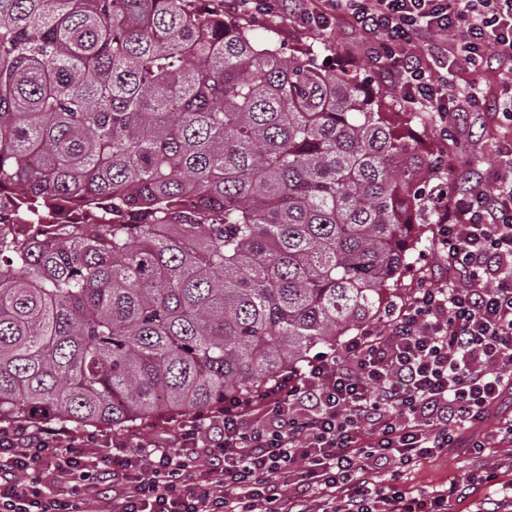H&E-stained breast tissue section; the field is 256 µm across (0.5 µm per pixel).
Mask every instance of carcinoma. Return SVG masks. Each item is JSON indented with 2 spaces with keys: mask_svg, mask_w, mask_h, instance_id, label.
I'll list each match as a JSON object with an SVG mask.
<instances>
[{
  "mask_svg": "<svg viewBox=\"0 0 512 512\" xmlns=\"http://www.w3.org/2000/svg\"><path fill=\"white\" fill-rule=\"evenodd\" d=\"M204 2L0 0V419L221 406L383 317L438 221L453 160L369 80Z\"/></svg>",
  "mask_w": 512,
  "mask_h": 512,
  "instance_id": "1",
  "label": "carcinoma"
}]
</instances>
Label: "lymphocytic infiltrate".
I'll use <instances>...</instances> for the list:
<instances>
[{
	"mask_svg": "<svg viewBox=\"0 0 512 512\" xmlns=\"http://www.w3.org/2000/svg\"><path fill=\"white\" fill-rule=\"evenodd\" d=\"M291 12L314 29L341 21L404 102L462 131L480 93L457 91V71L493 61L512 76V0H291ZM436 210V282L341 350L173 416L171 436L116 440L98 459L94 433L0 425V512H450L464 483L413 492L402 473L512 437V415L481 430L512 396V177L467 174Z\"/></svg>",
	"mask_w": 512,
	"mask_h": 512,
	"instance_id": "1",
	"label": "lymphocytic infiltrate"
}]
</instances>
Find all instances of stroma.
Listing matches in <instances>:
<instances>
[{
    "label": "stroma",
    "mask_w": 512,
    "mask_h": 512,
    "mask_svg": "<svg viewBox=\"0 0 512 512\" xmlns=\"http://www.w3.org/2000/svg\"><path fill=\"white\" fill-rule=\"evenodd\" d=\"M224 14L246 24L257 42L274 41L291 50L310 49L325 57L328 63L368 74L372 86L390 104L392 111L397 112L396 130L414 141L422 152H440L454 158V178H461L470 169L490 174L501 171V152L512 145V123L504 121L499 114L501 85L494 69L464 68L455 77L458 89L465 90L476 84L488 90L479 120L463 138L456 128L442 130L440 125L403 102L397 87L372 72L364 60L361 37L348 33L342 25H332L325 31L310 29L299 25L287 9L258 16L251 9L241 8L238 0H224ZM430 237V225H414L408 266L396 283L397 296H404L422 282L438 277L437 259L428 248ZM486 470L495 471L499 480H512V442H503L482 456L471 454L465 447L453 449L448 455L410 467L404 482L408 488L417 490L451 480H465Z\"/></svg>",
    "instance_id": "1"
}]
</instances>
